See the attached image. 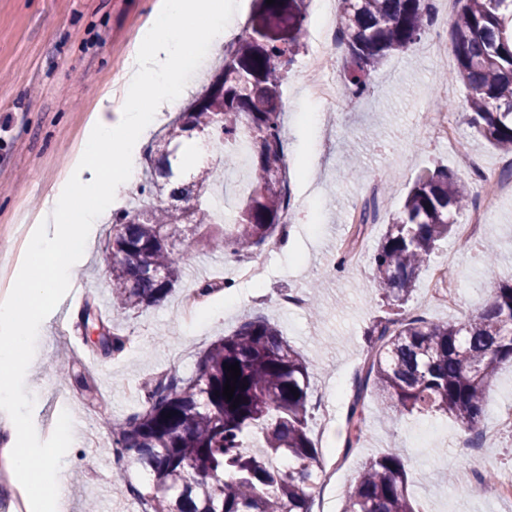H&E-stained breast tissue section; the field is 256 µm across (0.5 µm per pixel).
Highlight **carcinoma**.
Masks as SVG:
<instances>
[{
    "mask_svg": "<svg viewBox=\"0 0 512 512\" xmlns=\"http://www.w3.org/2000/svg\"><path fill=\"white\" fill-rule=\"evenodd\" d=\"M337 31L344 46L343 94L360 97L383 61L427 35L431 0H338ZM451 44L453 79L467 90V123L503 155L512 154V0H455ZM306 0H256L245 33L205 91L153 144L145 186L153 199L175 177L172 152L189 131L209 132L234 158L242 128L251 133L252 181L235 223L206 237L212 251L250 252L283 230L289 205L288 163L280 123L282 85L299 52ZM214 171L201 168L170 191L185 203L115 214L107 251L112 307L122 312L155 305L172 292L181 270L167 230L177 224H211L204 203ZM467 206L466 192L445 170L419 176L402 208L387 224L372 261L373 282L391 313L364 334L367 355L356 370L345 408L347 433L341 465L360 438L367 399L396 416L440 413L477 433L496 375L512 366V280L498 276L491 246L484 273L492 284L487 304L465 320L404 318L399 309L417 273L438 243L454 231ZM121 336L100 338L95 351L123 349ZM239 363L233 397L222 396L224 367ZM310 371L306 361L262 319L249 320L204 352L192 376L164 375L143 390L144 408L112 429L113 442L150 476L153 491L137 494L144 512H312L320 496L323 462L308 428ZM259 434L262 449L247 452ZM285 458L288 466L273 462ZM342 512H418L407 473L393 450L370 459L344 494Z\"/></svg>",
    "mask_w": 512,
    "mask_h": 512,
    "instance_id": "carcinoma-1",
    "label": "carcinoma"
}]
</instances>
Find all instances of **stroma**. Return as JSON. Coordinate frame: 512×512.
I'll list each match as a JSON object with an SVG mask.
<instances>
[{
	"instance_id": "obj_1",
	"label": "stroma",
	"mask_w": 512,
	"mask_h": 512,
	"mask_svg": "<svg viewBox=\"0 0 512 512\" xmlns=\"http://www.w3.org/2000/svg\"><path fill=\"white\" fill-rule=\"evenodd\" d=\"M155 0H0V240L14 255L27 253L29 233L46 194L64 177L69 158L87 132L99 91L114 84L122 70L128 43L150 18ZM344 52H315L302 42L282 85L283 140L288 143L289 187L296 204L297 222L288 233V245L264 259L267 275L261 283L231 280V252H213L199 242L194 225L183 224L169 243L181 277L163 303L113 316L110 269L104 243L111 221L98 230L94 253L78 268L71 282L81 288L85 301L103 315L113 316L119 335L133 340L137 352L123 351L105 359L88 352L81 305L67 311L69 332L56 334L45 322L35 343L38 365L23 372L17 384L25 403L13 409L0 404V425L17 418L31 424L27 445L51 454L65 448L68 463V512H112L113 499L95 466L108 454L113 469L141 491L150 482L131 454H117L111 431H104L100 446L83 441L60 444L58 420L88 425L94 416L92 395L103 402V417L123 422L139 409V390L149 377L176 372L190 377L198 357L212 343L243 321L256 317L275 324L281 335L310 366L309 402L325 401L343 414L352 374L366 350L365 328L387 310L376 290L369 265L336 267L349 240L373 254L390 214L398 211L417 177L438 166L448 167L461 180L471 199H478L481 184L460 162L470 156L487 170L503 171L507 162L494 147L461 125L455 149L435 143L423 131L429 112L464 116L466 90L445 81L443 70L455 67L454 57L438 59L421 46L387 58L372 74L371 93L349 99L337 95L335 119L321 122L317 135L303 127L305 114L315 112L303 90L305 61L322 73H341ZM381 191V209L375 224L355 235L351 212ZM482 240L494 244V260L501 276H512V190L502 193L486 212ZM456 253L453 282L459 304L455 310L429 303L428 270H421L416 287L401 311L431 320L461 321L484 305L490 284L483 275V255L463 250L457 235L442 240L431 257L439 262ZM226 279L195 324L178 314L189 289L203 282ZM316 292L319 317L308 309L282 307V294ZM74 368L88 383L80 389L62 379L58 365ZM463 433L443 415L396 417L376 402H369L355 453L336 472V490L315 503L313 512H341L343 495L362 464L389 449L406 462L409 492L422 512H512V500L488 504L486 496L466 487L470 452L462 448Z\"/></svg>"
}]
</instances>
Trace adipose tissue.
Masks as SVG:
<instances>
[{"mask_svg": "<svg viewBox=\"0 0 512 512\" xmlns=\"http://www.w3.org/2000/svg\"><path fill=\"white\" fill-rule=\"evenodd\" d=\"M236 0H157L149 21L126 56L117 89L99 93L94 116L65 178L45 196L28 254L37 269L15 297L0 303V369L15 372L32 364L33 338L41 316L71 279V269L93 240L109 211L112 183L130 181L138 168L137 146L176 111L189 87L186 68L192 41H220L224 20L236 13ZM196 26L188 40V26ZM27 429L14 422L0 447L15 471L33 474L54 512H63L61 488L66 464L60 455L40 459L24 448Z\"/></svg>", "mask_w": 512, "mask_h": 512, "instance_id": "adipose-tissue-1", "label": "adipose tissue"}]
</instances>
